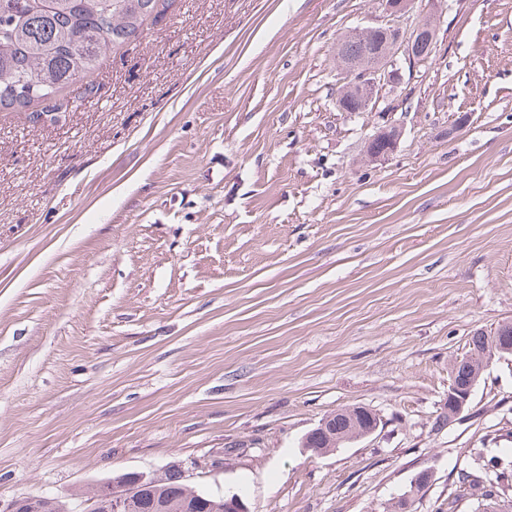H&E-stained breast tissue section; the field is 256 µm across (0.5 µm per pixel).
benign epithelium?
Listing matches in <instances>:
<instances>
[{
	"instance_id": "benign-epithelium-1",
	"label": "benign epithelium",
	"mask_w": 512,
	"mask_h": 512,
	"mask_svg": "<svg viewBox=\"0 0 512 512\" xmlns=\"http://www.w3.org/2000/svg\"><path fill=\"white\" fill-rule=\"evenodd\" d=\"M430 16L410 29L401 25L402 18L408 13L410 0H382L383 19L368 31L377 37L379 48L376 60L366 63L351 59L343 64L349 74L348 84L336 96V108L340 112H350L344 107L342 98L355 90L359 94L360 112H392L403 92L405 77H413L418 67L427 64L437 49L438 27L436 18L447 11V0H429ZM402 136L398 126H385L371 136L365 147V156L371 163L384 162L395 152ZM482 375V371L473 370L471 381L461 386L450 381L448 386V415L457 418L463 414L471 401L473 390ZM355 419L364 421V427H354L353 433L335 440V445L345 444L354 439L374 434L381 425L380 416L367 408L349 407L339 409ZM152 477L142 472H130L116 478L123 492L113 495V512L125 510L126 499L139 493Z\"/></svg>"
}]
</instances>
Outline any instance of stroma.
I'll return each instance as SVG.
<instances>
[{
	"instance_id": "35a3bbf8",
	"label": "stroma",
	"mask_w": 512,
	"mask_h": 512,
	"mask_svg": "<svg viewBox=\"0 0 512 512\" xmlns=\"http://www.w3.org/2000/svg\"><path fill=\"white\" fill-rule=\"evenodd\" d=\"M381 17L177 0L93 103L0 112V506L175 467L250 512H474L456 474L512 448V356L454 422L448 366L512 322V0H448L402 105L337 111V44ZM353 406L375 434L304 448ZM402 136L399 126H385L371 136L365 147V156L371 163L385 162L395 152Z\"/></svg>"
}]
</instances>
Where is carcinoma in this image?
Instances as JSON below:
<instances>
[{"instance_id": "carcinoma-1", "label": "carcinoma", "mask_w": 512, "mask_h": 512, "mask_svg": "<svg viewBox=\"0 0 512 512\" xmlns=\"http://www.w3.org/2000/svg\"><path fill=\"white\" fill-rule=\"evenodd\" d=\"M173 0H0V112H14L29 121L32 106L43 112H65L78 97H68L79 86L83 95L95 94L97 75L107 53L139 39L144 27L157 20ZM343 59H370L375 50L365 32L338 45ZM483 331L468 341L467 355L476 364L486 356ZM512 480V449L478 454L473 464L457 473L459 487L471 492L475 512L492 508L504 512L501 494ZM112 482L88 491H76L62 500L72 504L112 502ZM51 496L26 498L27 512H56ZM220 498L189 486L178 470L165 472L160 483L131 504L132 512H215Z\"/></svg>"}]
</instances>
